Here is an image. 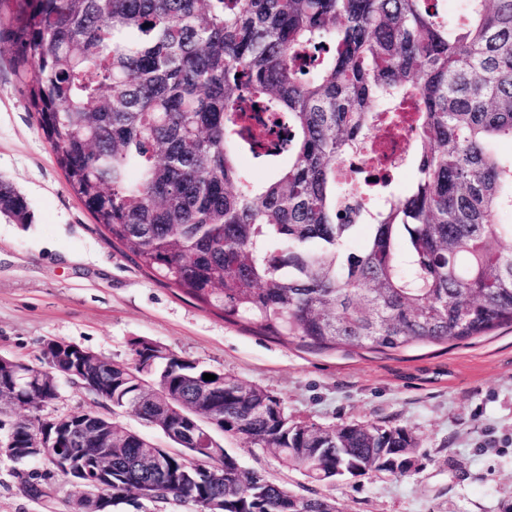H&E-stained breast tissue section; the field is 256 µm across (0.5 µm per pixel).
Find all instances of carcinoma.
Returning <instances> with one entry per match:
<instances>
[{"instance_id": "cac0c4a2", "label": "carcinoma", "mask_w": 512, "mask_h": 512, "mask_svg": "<svg viewBox=\"0 0 512 512\" xmlns=\"http://www.w3.org/2000/svg\"><path fill=\"white\" fill-rule=\"evenodd\" d=\"M465 0L456 17L434 0H0L5 50L69 190L112 244L197 306L283 344L391 351L464 341L512 324V0ZM317 50L310 72L301 52ZM288 121V160L249 180L239 151L245 93ZM416 102L408 150L414 177L370 209L349 204L337 163L364 146L384 103ZM0 214L29 219L25 197L0 180ZM368 228L357 252L347 245ZM131 357H92L102 393L73 383L112 413L130 410L172 438L163 468L140 466L144 440L115 419L77 411L93 432L112 426V447L71 441L62 453L95 476L112 457V506L148 485L150 502L223 512H328L335 498L297 494L241 467L217 438L269 449L311 482L411 472L418 446L403 426L296 420L268 391L147 339ZM151 369L152 385L140 384ZM216 376L205 381L203 374ZM54 397L38 372L0 394V422L32 447L36 413ZM209 412L220 428L195 430L166 409ZM39 475L21 477L31 499Z\"/></svg>"}]
</instances>
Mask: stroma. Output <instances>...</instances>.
I'll list each match as a JSON object with an SVG mask.
<instances>
[{
    "instance_id": "35a3bbf8",
    "label": "stroma",
    "mask_w": 512,
    "mask_h": 512,
    "mask_svg": "<svg viewBox=\"0 0 512 512\" xmlns=\"http://www.w3.org/2000/svg\"><path fill=\"white\" fill-rule=\"evenodd\" d=\"M0 180L31 214L26 224L0 216V356L37 367L43 342L54 339L125 360L145 338L265 388L294 418L411 429L414 472L337 483L328 493L341 512H503L512 503V326L375 352L286 345L225 323L153 280L69 192L6 52ZM232 450L244 468L294 491L310 485L273 451ZM48 483L47 497L28 499L13 463L0 459V512H73L75 489L58 476Z\"/></svg>"
}]
</instances>
